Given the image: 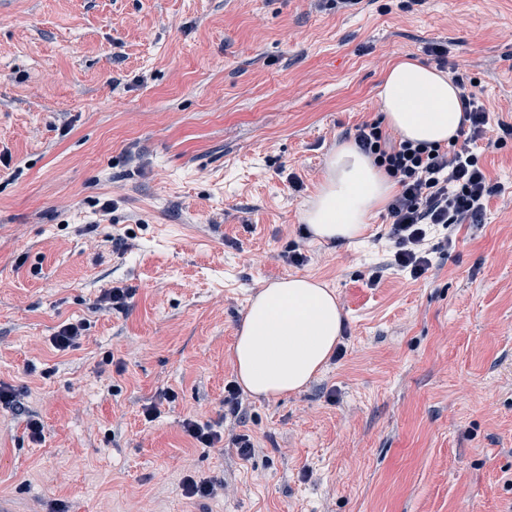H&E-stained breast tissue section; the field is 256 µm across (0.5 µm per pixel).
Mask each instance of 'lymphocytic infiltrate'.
I'll return each mask as SVG.
<instances>
[{
  "instance_id": "f902f5d3",
  "label": "lymphocytic infiltrate",
  "mask_w": 512,
  "mask_h": 512,
  "mask_svg": "<svg viewBox=\"0 0 512 512\" xmlns=\"http://www.w3.org/2000/svg\"><path fill=\"white\" fill-rule=\"evenodd\" d=\"M458 87L463 119L468 124L466 143L461 147L416 143L390 133L378 120L357 126L354 135L358 149L398 187L387 205L391 218L388 236L395 264L409 270L415 279L433 269L426 247L428 227L449 229L480 223L488 199L502 191L500 185L490 182L479 154L472 149L489 124V114L473 82L462 81ZM182 428L204 448L226 440L241 458H250L255 451L249 435H226L208 422L187 419Z\"/></svg>"
}]
</instances>
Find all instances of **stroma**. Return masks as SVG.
Wrapping results in <instances>:
<instances>
[{
    "mask_svg": "<svg viewBox=\"0 0 512 512\" xmlns=\"http://www.w3.org/2000/svg\"><path fill=\"white\" fill-rule=\"evenodd\" d=\"M434 43L480 83L502 192L414 279L389 265L386 208L346 242L302 214L382 118L385 71ZM502 121L512 0H0V383L44 425L32 441L0 409V512H512ZM289 276L334 289L343 356L301 392L246 395L249 460L196 447L183 421L223 425L240 322ZM114 287L125 311L99 307ZM68 322L82 335L56 350ZM190 472L230 490L187 498Z\"/></svg>",
    "mask_w": 512,
    "mask_h": 512,
    "instance_id": "35a3bbf8",
    "label": "stroma"
}]
</instances>
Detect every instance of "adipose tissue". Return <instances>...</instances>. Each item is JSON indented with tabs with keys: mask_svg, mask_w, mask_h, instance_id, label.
Instances as JSON below:
<instances>
[{
	"mask_svg": "<svg viewBox=\"0 0 512 512\" xmlns=\"http://www.w3.org/2000/svg\"><path fill=\"white\" fill-rule=\"evenodd\" d=\"M460 89L448 75L401 60L379 86L387 122L404 138L455 141L463 123ZM391 179L352 144L328 160V176L303 219L315 238L347 241L367 227L392 193ZM344 317L334 291L305 276L263 288L250 302L232 347L237 380L249 393L278 397L300 392L334 354Z\"/></svg>",
	"mask_w": 512,
	"mask_h": 512,
	"instance_id": "1",
	"label": "adipose tissue"
}]
</instances>
